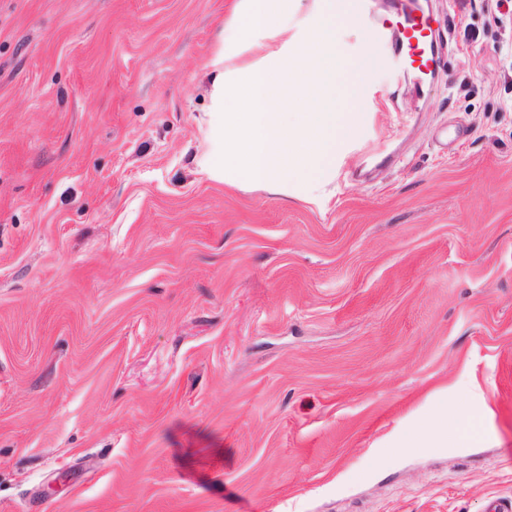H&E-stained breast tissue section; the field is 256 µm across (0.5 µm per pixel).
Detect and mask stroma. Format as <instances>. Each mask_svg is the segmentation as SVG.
Instances as JSON below:
<instances>
[{
	"mask_svg": "<svg viewBox=\"0 0 512 512\" xmlns=\"http://www.w3.org/2000/svg\"><path fill=\"white\" fill-rule=\"evenodd\" d=\"M235 0H0V512L512 499V10L361 0L362 138L307 200L201 170ZM480 385L464 448L378 442ZM420 13L413 14L414 11ZM411 11L405 19L403 29H399L394 46L409 66L416 72L425 76H434L437 61L433 52L435 30L432 18L422 9Z\"/></svg>",
	"mask_w": 512,
	"mask_h": 512,
	"instance_id": "35a3bbf8",
	"label": "stroma"
}]
</instances>
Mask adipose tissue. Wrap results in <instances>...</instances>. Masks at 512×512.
<instances>
[{"mask_svg":"<svg viewBox=\"0 0 512 512\" xmlns=\"http://www.w3.org/2000/svg\"><path fill=\"white\" fill-rule=\"evenodd\" d=\"M300 0H236L209 62L214 110L201 166L210 179L304 193L332 176L336 158L368 120L359 109L370 53L343 51L338 33L358 19V0H313L304 35L293 26ZM480 391L466 405L396 429L395 448H454L469 442Z\"/></svg>","mask_w":512,"mask_h":512,"instance_id":"adipose-tissue-1","label":"adipose tissue"}]
</instances>
